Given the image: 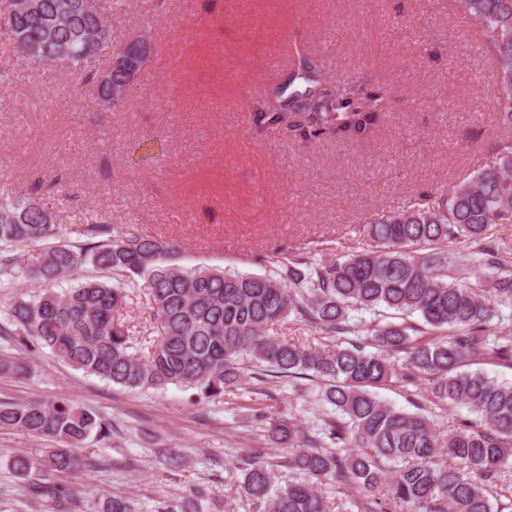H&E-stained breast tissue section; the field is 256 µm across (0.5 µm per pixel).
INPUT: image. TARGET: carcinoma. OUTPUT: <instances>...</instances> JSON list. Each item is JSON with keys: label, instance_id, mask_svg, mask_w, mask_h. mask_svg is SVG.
<instances>
[{"label": "carcinoma", "instance_id": "cac0c4a2", "mask_svg": "<svg viewBox=\"0 0 512 512\" xmlns=\"http://www.w3.org/2000/svg\"><path fill=\"white\" fill-rule=\"evenodd\" d=\"M35 4L32 11L16 12L10 0H0V34L15 46L30 76L44 78L63 62L98 105H123L127 98H113L111 90L134 84L152 53L101 69L100 58L122 53L99 5ZM459 6L477 23L483 48L497 63L494 98L512 124V0H459ZM387 102L380 88L354 89L323 79L319 65L298 49L288 80L266 97L254 121L260 128L285 126L305 140L361 139L374 131ZM84 221L85 239L46 247L30 269L41 294L15 299L0 321V336L48 349L76 370L131 390L175 385L216 399L260 371L314 383L320 401L333 409L323 420L322 436L293 423L269 429L272 441L299 444L288 469L304 479L277 487L263 462L244 468V491L264 512H327L316 484L330 481L367 493L384 486L412 512H499L492 498L502 474L512 469V382L467 366L487 356L512 368V339L490 335L502 308H512V273L501 275L512 261L491 233L495 224L512 223V149L427 202L375 218L366 229L374 246L330 259L287 253L270 274L183 268L170 262L176 253L172 242L138 232L115 235L94 213ZM57 237L56 218L40 199L0 193V243ZM459 244L469 248L468 260L454 267L448 253ZM86 265L110 272L112 281L87 279L53 290L57 280ZM483 270L498 272L489 298L483 295ZM139 279L160 329L146 357L114 317L127 299L126 287ZM354 312L388 317L363 336ZM290 313L337 338L336 347L306 349L266 334ZM414 315L419 321H407ZM397 374L410 384L425 380L423 399L464 406L474 418L441 435L428 415L398 409L375 394ZM0 428L71 448L112 434L110 420L67 399L0 402ZM444 455L455 465L438 464ZM85 465L68 451L47 454L46 468L54 474ZM9 466L25 481L32 461L14 455ZM25 491L44 512L82 507L62 483L31 482Z\"/></svg>", "mask_w": 512, "mask_h": 512}]
</instances>
